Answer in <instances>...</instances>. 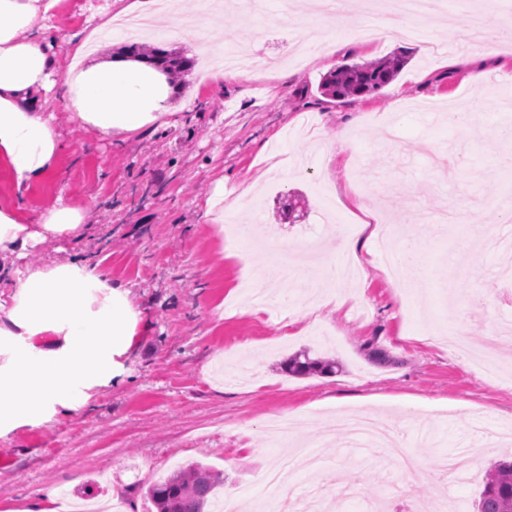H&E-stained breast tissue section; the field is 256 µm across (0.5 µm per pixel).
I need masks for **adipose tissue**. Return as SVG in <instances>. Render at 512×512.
Here are the masks:
<instances>
[{
    "instance_id": "adipose-tissue-1",
    "label": "adipose tissue",
    "mask_w": 512,
    "mask_h": 512,
    "mask_svg": "<svg viewBox=\"0 0 512 512\" xmlns=\"http://www.w3.org/2000/svg\"><path fill=\"white\" fill-rule=\"evenodd\" d=\"M57 2L0 0V162L20 187L50 175L62 150L43 96L57 94L74 121L107 138L152 124L168 108L166 75L139 59L72 66L56 80L46 21ZM85 217L61 198L36 214L0 202V263L78 234ZM373 235L366 220L336 225L324 271L334 273L337 256H356L362 237ZM138 326L127 291L100 263L65 258L26 269L0 293V436L77 413L95 388L121 381Z\"/></svg>"
}]
</instances>
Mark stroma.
Instances as JSON below:
<instances>
[{"label": "stroma", "mask_w": 512, "mask_h": 512, "mask_svg": "<svg viewBox=\"0 0 512 512\" xmlns=\"http://www.w3.org/2000/svg\"><path fill=\"white\" fill-rule=\"evenodd\" d=\"M129 3L59 0L49 18L59 72L94 27ZM262 4L257 13L227 15L223 31L186 29L174 39L158 23L159 47L194 67L176 78L170 112L157 123L122 140L105 138L74 124L50 94L43 110L63 146L53 175L20 190L0 164V200L36 213L62 196L89 209L79 236L28 249L18 268L66 257L103 261L141 316L123 381L98 388L78 414L0 438V512H26L48 485L92 512L119 501L127 512H153L143 485L195 462L222 473L215 500L233 489L245 507L271 502L264 476L283 454L265 431L275 415L301 416L299 433L318 442L326 461L318 474L289 476L280 493L319 495L345 512H362L372 490L387 497V512H412L440 491L455 512H472L487 469L512 453V354L489 376L438 334L468 321L467 340L479 351L494 323L512 321V289L497 285L512 253L472 254L484 283L474 292L446 263L472 226L451 224L440 233L429 222L436 209L455 205L512 234V219L493 207L512 173L495 163L505 146L491 135L512 125V46L497 48L481 68L452 66L449 58L467 51L458 28L431 29L413 18L415 35L366 47L356 0H338L352 20L323 34L304 9L289 14L287 30L269 27L264 16L279 12L280 0ZM321 38L333 52L315 61L287 58L290 45L311 52ZM240 43L286 60L249 81L203 80L205 57ZM402 51L408 64L378 95L339 101L319 91L322 76L339 65ZM485 83L496 95H482ZM454 111L472 113L473 123L451 125ZM305 120L325 142L344 130L349 152L318 159L317 144L292 134ZM253 181L246 208L212 221L206 201L216 190L229 202ZM361 197L380 221L398 219L417 242L424 258L418 283L395 287L372 240L374 263L360 278L334 283L317 264L298 266L289 304L315 296L323 305L293 335L280 324L283 307L246 312L241 280L249 268L273 269L276 259L248 240L226 242L223 226L264 227L268 239L321 250L333 225L354 223ZM305 349L335 360L334 372L286 373L283 362ZM364 413L401 430L423 472L398 470L382 455L357 460L344 428L330 421ZM476 423L491 447L473 448L477 466L462 488L440 487L429 466L458 452Z\"/></svg>", "instance_id": "obj_1"}]
</instances>
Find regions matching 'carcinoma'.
I'll return each mask as SVG.
<instances>
[{"mask_svg":"<svg viewBox=\"0 0 512 512\" xmlns=\"http://www.w3.org/2000/svg\"><path fill=\"white\" fill-rule=\"evenodd\" d=\"M169 75L192 69L193 61L161 48L145 57ZM404 53L383 60L344 64L327 73L320 81L321 94L333 99L375 94L393 82L408 63ZM332 362L313 359L304 353L288 360L285 370L293 375L325 374ZM224 483L222 474L200 463H192L162 481L146 488L156 512H210L213 492ZM477 512H512V460H500L485 477L483 489L475 501Z\"/></svg>","mask_w":512,"mask_h":512,"instance_id":"obj_1","label":"carcinoma"}]
</instances>
